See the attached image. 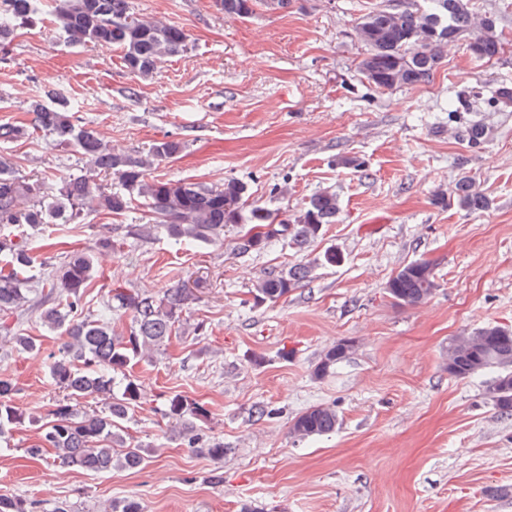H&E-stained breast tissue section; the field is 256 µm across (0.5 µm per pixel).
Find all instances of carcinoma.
<instances>
[{"label": "carcinoma", "mask_w": 512, "mask_h": 512, "mask_svg": "<svg viewBox=\"0 0 512 512\" xmlns=\"http://www.w3.org/2000/svg\"><path fill=\"white\" fill-rule=\"evenodd\" d=\"M40 0H0V54L8 52L14 31L39 20ZM56 29L70 45L110 48L121 52L125 67L148 77L167 57L187 50L188 35L172 22L136 17L129 0H49ZM290 0H215L224 15L248 19L259 10L275 12ZM501 16L478 11L473 0H381L368 8L351 29L352 38L365 47L358 64L370 85L395 90L429 82L442 64L445 48L465 40L470 53L482 60L499 57L504 50ZM38 129L58 144L71 146L85 159L88 170L63 178L54 188L40 179H20L11 165L0 160V314L14 315L37 309L41 324L65 337L62 355L48 365L52 380L66 398L55 405L52 419L42 430L40 442L27 449L39 456L47 448L64 466L94 473L114 469L136 471L146 464L144 450L125 444L122 423L131 405L141 399V388L132 375L135 364L149 360L172 334L189 294L172 288L161 296L113 295L117 305H105L103 315L89 319L78 314L93 277L97 257L89 250H73L51 265L42 287L28 276L35 263L31 248L16 238L13 228L27 224H76L91 213L121 215L135 200L142 201L152 223L141 227L149 236L163 231L182 244H224V227L244 228L242 249L260 251L280 235L301 247L317 238L326 224L336 222L340 211L336 193L314 194L294 218L274 227L276 217L268 209L248 203L247 185L227 179L218 186L163 180L151 176V168L181 150V143H157L146 155L116 153L94 131L77 126L72 115L53 94L33 104ZM29 135L12 124H0V143ZM104 171L118 179L119 187L107 189L97 181ZM434 203L456 206L471 213L489 209L490 200L469 176H462L450 192L437 193ZM308 275L296 265L287 272L269 271L253 286L255 304L275 303L288 296ZM438 288L432 265L415 260L400 267L385 283L392 303L416 307L426 303ZM131 311L133 321L124 335L112 331V308ZM0 337L16 351H32L35 343L1 324ZM351 345L338 343L327 349L314 374L326 375L349 356ZM494 372L485 394L503 414L512 413V329L488 324L464 332L448 343V374L465 379ZM14 385L6 369H0V435L23 421L13 404ZM168 414L179 420L183 438L214 459L224 458V444L201 443L196 421L206 408L179 394L171 396ZM338 416L330 406L308 408L294 418L290 433L297 440L336 430ZM0 512H29L21 498L0 496ZM105 512H142L133 498L112 501Z\"/></svg>", "instance_id": "obj_1"}]
</instances>
